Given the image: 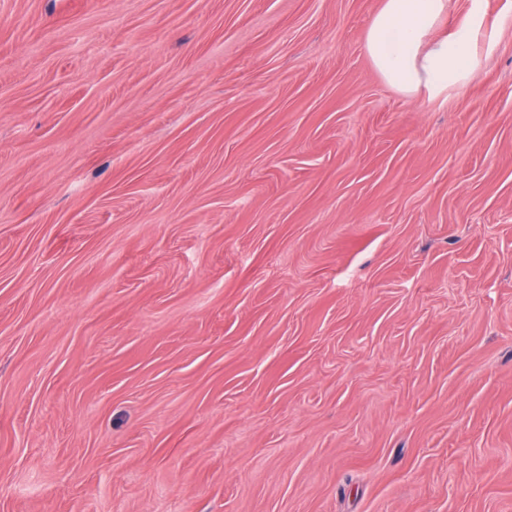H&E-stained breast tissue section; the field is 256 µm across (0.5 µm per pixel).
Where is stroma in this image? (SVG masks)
I'll return each instance as SVG.
<instances>
[{
  "label": "stroma",
  "instance_id": "1",
  "mask_svg": "<svg viewBox=\"0 0 512 512\" xmlns=\"http://www.w3.org/2000/svg\"><path fill=\"white\" fill-rule=\"evenodd\" d=\"M382 5L0 0V512H512V0ZM447 0H384L365 50L383 78L402 93L434 96L465 87L480 66L472 50L479 27L439 32Z\"/></svg>",
  "mask_w": 512,
  "mask_h": 512
}]
</instances>
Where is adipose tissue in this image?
Segmentation results:
<instances>
[{
  "label": "adipose tissue",
  "mask_w": 512,
  "mask_h": 512,
  "mask_svg": "<svg viewBox=\"0 0 512 512\" xmlns=\"http://www.w3.org/2000/svg\"><path fill=\"white\" fill-rule=\"evenodd\" d=\"M448 0H384L365 50L383 78L402 93L434 96L465 87L480 66L475 28L441 31Z\"/></svg>",
  "instance_id": "adipose-tissue-1"
}]
</instances>
